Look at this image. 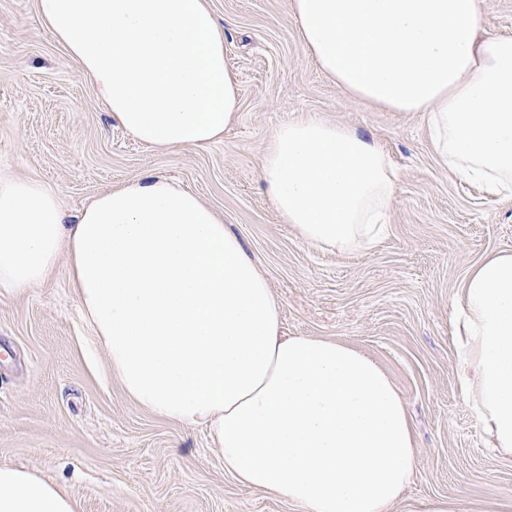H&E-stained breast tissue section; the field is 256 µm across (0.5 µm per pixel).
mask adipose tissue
<instances>
[{"label": "adipose tissue", "mask_w": 512, "mask_h": 512, "mask_svg": "<svg viewBox=\"0 0 512 512\" xmlns=\"http://www.w3.org/2000/svg\"><path fill=\"white\" fill-rule=\"evenodd\" d=\"M303 52L350 97L423 113L444 165L489 195L512 191V36L483 32L479 0H289ZM112 120L158 151L222 139L239 110L224 30L207 0H35ZM270 203L303 240L368 249L394 192L385 150L296 116L261 157ZM66 268L125 394L204 425L241 484L303 512H389L413 474L406 405L353 346L285 337L272 290L199 195L136 179L67 220L60 195L0 174V288ZM458 384L499 455L512 457V252L487 257L452 320ZM0 512H75L37 472L0 465Z\"/></svg>", "instance_id": "adipose-tissue-1"}]
</instances>
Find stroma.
<instances>
[{"mask_svg": "<svg viewBox=\"0 0 512 512\" xmlns=\"http://www.w3.org/2000/svg\"><path fill=\"white\" fill-rule=\"evenodd\" d=\"M289 0H208L224 29L240 106L222 141L156 151L117 126L78 63L41 27L35 0H0V171L59 192L75 216L101 192L165 178L224 218L267 279L282 333L340 340L389 375L418 447L392 512L460 499L466 512L512 501V458L485 445L460 392L451 318L469 271L512 250V195L491 197L443 165L419 112L348 97L298 44ZM375 139L397 174L389 224L371 249L327 252L272 209L260 159L296 114ZM55 483L77 512H303L240 484L203 426L138 406L111 376L66 269L0 296V465Z\"/></svg>", "mask_w": 512, "mask_h": 512, "instance_id": "1", "label": "stroma"}]
</instances>
